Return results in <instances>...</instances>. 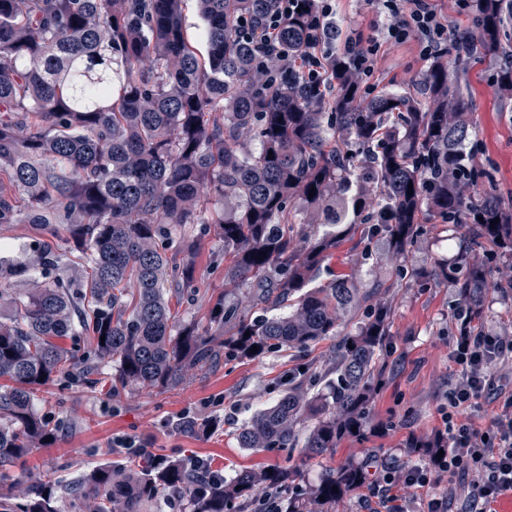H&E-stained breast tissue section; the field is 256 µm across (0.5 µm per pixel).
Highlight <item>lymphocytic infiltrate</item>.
<instances>
[{"label": "lymphocytic infiltrate", "mask_w": 512, "mask_h": 512, "mask_svg": "<svg viewBox=\"0 0 512 512\" xmlns=\"http://www.w3.org/2000/svg\"><path fill=\"white\" fill-rule=\"evenodd\" d=\"M384 22L379 34L364 44H346L349 78L362 84L374 69L382 47L392 43L416 41L422 58L453 57L448 27L439 18L433 0H377ZM317 37L310 49L291 57L282 49L281 21L296 12L299 0H276L260 18L239 19L237 32L255 52L254 76L259 84L291 74L302 75L317 90L328 88L327 60L335 55L336 30L331 20L336 0H315ZM450 354L459 373L448 388V410L443 425L433 435L411 437L410 445L442 449V456L431 459L430 469L416 466L380 465L367 472L363 481L375 485L389 512H408L400 504L398 491L426 486L432 475L447 474L449 480L463 484L464 512H491L492 503L512 491V393L500 394L499 403L487 430L481 431L459 418L461 411L479 406L495 389L497 366L512 361V333H490L461 329L449 337Z\"/></svg>", "instance_id": "obj_1"}]
</instances>
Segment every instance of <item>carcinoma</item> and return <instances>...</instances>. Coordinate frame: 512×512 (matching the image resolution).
I'll return each mask as SVG.
<instances>
[{"label": "carcinoma", "mask_w": 512, "mask_h": 512, "mask_svg": "<svg viewBox=\"0 0 512 512\" xmlns=\"http://www.w3.org/2000/svg\"><path fill=\"white\" fill-rule=\"evenodd\" d=\"M182 3L0 0V224L65 225L70 264L85 271L62 278V254L50 243L36 256L38 276L0 260V300L11 308L0 315V486L12 464L57 440L56 418L36 407L40 388L57 374L88 383L105 361L115 364L116 390L151 393L223 358L336 337L326 391L308 395L291 383L238 441L282 448L305 428L304 448L317 456L361 439L391 327V307L372 300L380 288L403 287V272L369 286L350 276L322 282L339 243L357 231L384 240L381 265L405 257L423 213L456 225L463 248L428 275L455 288L459 322L481 319L496 288L469 254L487 249L512 261V207L474 190L464 66L504 61L496 91L512 100V0H475L479 38L454 37L459 63L433 61L423 102L391 91L363 99L339 68L328 96L299 77L259 86L253 49L234 27L271 0H197L203 52L185 35ZM313 17V0H301L284 20L288 55L309 49ZM297 210L300 227L289 221ZM196 224L215 225L224 282L238 290L216 299L204 330L176 323L167 293L193 287ZM165 240L187 259L167 254ZM21 280L27 288L16 293ZM354 319L357 331L342 334ZM294 477L263 468L205 482L181 460L145 470L129 459L94 467L65 493L96 512H143L169 495L189 498L191 512H245L261 483L282 512H304L301 497L288 495ZM58 488L46 473L21 498L0 491V512H60ZM359 488L341 463L309 491L329 509Z\"/></svg>", "instance_id": "obj_1"}]
</instances>
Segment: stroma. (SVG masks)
Here are the masks:
<instances>
[{
	"mask_svg": "<svg viewBox=\"0 0 512 512\" xmlns=\"http://www.w3.org/2000/svg\"><path fill=\"white\" fill-rule=\"evenodd\" d=\"M383 22L374 0H337L333 24L341 40L367 41L377 35ZM429 66L415 43L386 49L367 83L373 92L385 90L419 94V81ZM497 62L474 60L469 64V98L474 132L467 143L489 173L479 189L495 193L512 205V100L502 101L492 78ZM62 225L44 231L32 224H0V258L28 262L35 248L50 243L65 248ZM199 253L194 260L195 279L174 311L177 320H201L208 307L226 292L224 244L214 231H197ZM460 231L435 214L419 226L418 243L403 262H390L385 277L398 268L425 271L434 261H452L459 251ZM380 239L344 241L326 261L323 279L353 275L371 282L372 256L380 255ZM456 296L445 283L409 279L392 302L391 335L381 353L385 373L370 408L372 425L385 426L382 434L346 440L336 450L307 457L301 445L288 448L240 447L237 433L253 414L275 403L289 375L300 370L315 372L334 356L335 339L304 348L273 350L263 357L225 360L204 375H191L178 386L150 395L114 394L113 367L102 364L93 384L59 378L37 393L49 410L64 421L58 440L36 448L16 462L8 486L17 495L27 492L33 477L55 473L63 481L82 476L91 468L124 462L113 448L117 437L146 440L156 456L202 460L211 470L230 478L245 468L282 467L296 474V487L317 483L325 469L349 460L375 456L397 465L407 462L404 451L409 435L433 433L442 425L448 382L455 372L448 338L456 331ZM198 420L218 418V427L205 433L183 427V416Z\"/></svg>",
	"mask_w": 512,
	"mask_h": 512,
	"instance_id": "obj_1",
	"label": "stroma"
}]
</instances>
